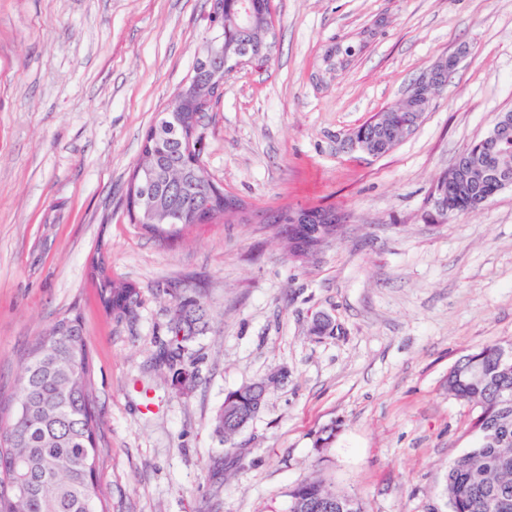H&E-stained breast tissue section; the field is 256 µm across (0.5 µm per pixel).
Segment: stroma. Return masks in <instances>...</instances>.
<instances>
[{
  "label": "stroma",
  "mask_w": 512,
  "mask_h": 512,
  "mask_svg": "<svg viewBox=\"0 0 512 512\" xmlns=\"http://www.w3.org/2000/svg\"><path fill=\"white\" fill-rule=\"evenodd\" d=\"M273 2L270 62L229 74L198 129L207 171L246 213L168 243L132 222L126 192L211 0H0V403L34 340L76 307L109 512H288L309 477L365 512H450L448 464L474 413L448 371L512 342V187L448 218L433 195L512 110V0ZM456 52L411 136L383 157L350 149L354 128ZM311 208L335 211L341 231L298 259L277 221ZM101 245L112 278L140 289L132 314L99 305ZM182 292L210 313L184 385L155 360ZM319 314L333 335L311 334ZM272 375L225 446V393Z\"/></svg>",
  "instance_id": "stroma-1"
}]
</instances>
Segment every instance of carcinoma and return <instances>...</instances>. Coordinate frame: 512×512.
<instances>
[{
    "label": "carcinoma",
    "instance_id": "carcinoma-1",
    "mask_svg": "<svg viewBox=\"0 0 512 512\" xmlns=\"http://www.w3.org/2000/svg\"><path fill=\"white\" fill-rule=\"evenodd\" d=\"M239 0H224V46L273 43L272 0H256L255 17L242 22ZM410 96L382 111L387 136L397 146L401 126L412 112ZM172 113L155 116V147L140 150L136 167L146 172L142 192L159 199L171 212L165 229L143 214L130 211L134 223L153 233L175 236L197 224L200 210L215 186L204 164L191 162L181 144L170 138ZM293 212L279 216L280 233L297 253ZM336 214L313 208L307 223L331 224ZM104 311L126 315L139 302L140 291L129 282L112 280L104 247L90 263ZM209 328V310L200 298L176 297L169 323L170 339L158 360L173 374L187 366V345ZM249 383L225 395L224 402L249 409L256 398ZM448 394L475 410L469 448L448 466L445 492L450 512H512V361L501 359L500 345L472 352L448 376ZM101 419L93 400L90 352L81 314L72 308L29 349L16 379L15 406L0 417V512H106L101 494L88 495L97 484V434ZM288 512H323L319 504L338 498L320 479H306L288 490Z\"/></svg>",
    "mask_w": 512,
    "mask_h": 512
}]
</instances>
